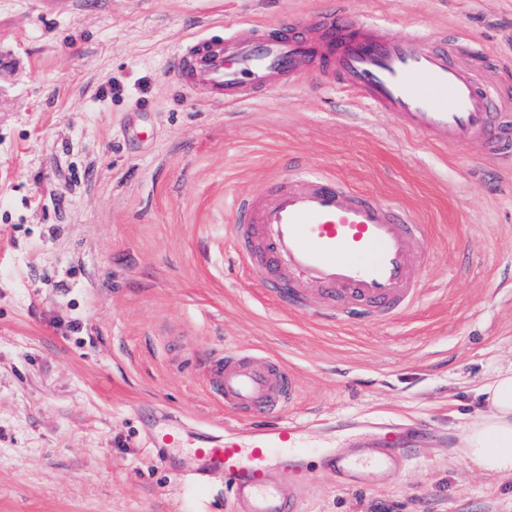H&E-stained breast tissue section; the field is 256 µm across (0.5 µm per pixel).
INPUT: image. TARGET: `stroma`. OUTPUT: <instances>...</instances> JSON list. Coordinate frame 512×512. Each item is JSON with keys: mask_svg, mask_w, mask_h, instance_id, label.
Here are the masks:
<instances>
[{"mask_svg": "<svg viewBox=\"0 0 512 512\" xmlns=\"http://www.w3.org/2000/svg\"><path fill=\"white\" fill-rule=\"evenodd\" d=\"M335 2L0 0V512H189L136 411L223 431L203 359L228 344L292 369L295 414L337 436L359 416L408 428L396 483L321 477L307 512H512V480L457 447L478 388L512 366V164L394 129L320 61L308 85L224 107L170 73L192 35L296 18L309 38ZM344 2L512 102V0ZM294 161L428 225L410 312L340 326L238 263L233 199Z\"/></svg>", "mask_w": 512, "mask_h": 512, "instance_id": "stroma-1", "label": "stroma"}]
</instances>
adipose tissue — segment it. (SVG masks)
Segmentation results:
<instances>
[{"label":"adipose tissue","mask_w":512,"mask_h":512,"mask_svg":"<svg viewBox=\"0 0 512 512\" xmlns=\"http://www.w3.org/2000/svg\"><path fill=\"white\" fill-rule=\"evenodd\" d=\"M478 393L486 410L471 419L458 446L483 471L512 479V368L500 371Z\"/></svg>","instance_id":"ef3b65f1"}]
</instances>
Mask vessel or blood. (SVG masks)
<instances>
[{
  "instance_id": "b4317fda",
  "label": "vessel or blood",
  "mask_w": 512,
  "mask_h": 512,
  "mask_svg": "<svg viewBox=\"0 0 512 512\" xmlns=\"http://www.w3.org/2000/svg\"><path fill=\"white\" fill-rule=\"evenodd\" d=\"M327 62L332 82L380 112L396 128L443 149L478 143L501 154L512 136V112L493 109L491 98L447 52L426 47L418 33L395 35L384 26L327 18L320 40L285 31L241 39L191 38L172 61L186 88L203 86L226 105L254 93L285 90L303 77L302 62ZM298 186L271 201L237 198L232 226L240 261L257 272L264 288L279 286L290 305L302 301L279 279L280 266L316 286L320 297L340 303L337 323L389 320L412 308L425 282L411 245L428 228L401 204L351 191L321 172L294 166ZM205 372L228 419L211 432L182 421L144 423L154 459L195 488L224 481L230 512H304L313 479L309 456L340 485L374 488L408 464L390 422L379 419L375 448L356 449L330 438L312 442L318 419L288 415L299 398L293 371L246 348L207 354Z\"/></svg>"
}]
</instances>
